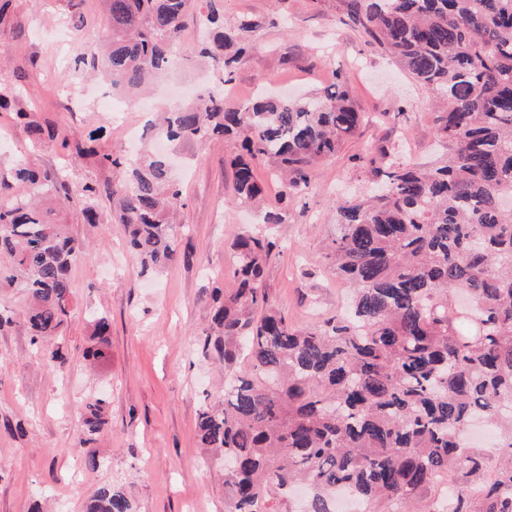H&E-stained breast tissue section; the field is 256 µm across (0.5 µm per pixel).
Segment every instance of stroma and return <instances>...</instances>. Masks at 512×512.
I'll return each mask as SVG.
<instances>
[{
    "label": "stroma",
    "instance_id": "1",
    "mask_svg": "<svg viewBox=\"0 0 512 512\" xmlns=\"http://www.w3.org/2000/svg\"><path fill=\"white\" fill-rule=\"evenodd\" d=\"M225 22L249 13L265 17L251 52L234 70L226 102L235 106L264 89L289 94L320 92L346 81L366 120L332 159L319 164L309 188L280 199V182L268 163L254 170L278 201L282 224L273 234L279 247L271 258L266 287L290 321L318 325L336 315L349 295L324 258L336 209L366 188L374 169L389 159L426 164L442 158L430 93L351 25L342 23L340 0H215ZM108 35L99 0H11L0 24V85L21 86L18 102L31 120L54 123L61 134L85 139L89 154H64L59 144H29L13 113L0 111V177L20 162L68 185L106 187L117 170L102 154L128 152L127 130L161 124L176 101L194 95L212 77L195 54L201 35L189 27L153 93L145 100L96 97L86 62ZM176 162L171 178L182 189L184 208L174 233L178 258L143 272L139 257L112 221V204L100 198V221L84 223L70 205L66 230L88 247L72 268L73 305L61 342L65 371L50 368L33 346L19 313L23 295L0 288V309L16 313L0 328V512H84L97 489H123L135 512H225L223 467L206 459L196 424L206 397H221L224 372L205 356L198 338L207 327L213 289L233 285L232 244L259 219L236 197L234 175L221 139L207 144L168 145ZM372 153L376 166L359 162ZM108 317L112 355L90 367L89 314ZM105 395L110 424L94 442L80 444V412L91 397ZM97 455L88 472L84 460Z\"/></svg>",
    "mask_w": 512,
    "mask_h": 512
}]
</instances>
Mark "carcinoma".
I'll return each mask as SVG.
<instances>
[{
    "label": "carcinoma",
    "mask_w": 512,
    "mask_h": 512,
    "mask_svg": "<svg viewBox=\"0 0 512 512\" xmlns=\"http://www.w3.org/2000/svg\"><path fill=\"white\" fill-rule=\"evenodd\" d=\"M351 25L439 98L436 135L446 159L431 168L394 161L375 193L365 190L337 209L326 257L353 288L345 313L300 326L270 301L266 271L275 243L264 227L233 244L236 287L212 292L202 350L224 363V400L206 404L197 438L224 460L227 512H292L290 488L307 489L301 512H332L336 495L363 512H438L427 492L444 475V512H512V0H341ZM110 35L89 66L136 94L169 61L183 30L202 9L213 42L197 47L224 83L249 51L244 34L263 21L244 16L234 27L213 0H103ZM32 140L59 138L53 124L29 120ZM363 115L338 87L308 98L257 96L235 108L209 92L203 103L177 107L159 128L170 141L207 143L232 137L235 190L244 202L266 196L253 161L279 174L280 199L303 193L319 162L336 156ZM119 170L106 188L143 269L174 261L171 221L184 206L161 155L136 160L104 154ZM56 183L19 163L0 179V287L26 295L31 342L60 335L72 302L70 272L84 251L65 234L52 207ZM100 189L65 188L98 220ZM87 357L108 360L109 324L91 320ZM248 371L231 367L239 357ZM107 399L81 415V444L108 426ZM505 433L508 452L488 463L465 442L476 418ZM86 512H132L123 490L103 486Z\"/></svg>",
    "instance_id": "cac0c4a2"
}]
</instances>
